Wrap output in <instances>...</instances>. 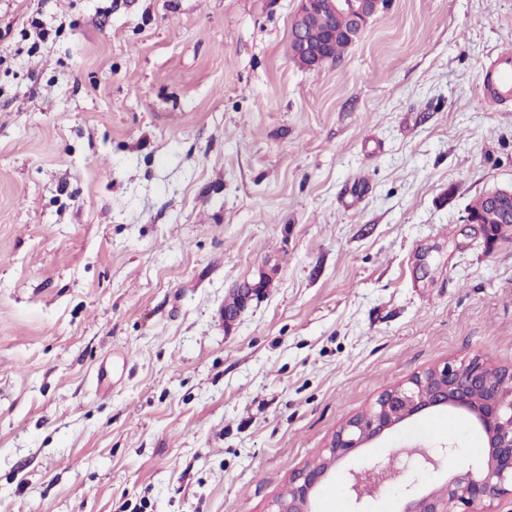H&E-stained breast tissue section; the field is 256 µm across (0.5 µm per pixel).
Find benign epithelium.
Listing matches in <instances>:
<instances>
[{
    "mask_svg": "<svg viewBox=\"0 0 512 512\" xmlns=\"http://www.w3.org/2000/svg\"><path fill=\"white\" fill-rule=\"evenodd\" d=\"M388 0H301L290 35L295 61L317 69L336 55V31L354 44ZM484 210L468 212L467 222L483 228L487 247L496 244L498 229L512 223V186L484 194ZM262 292L258 283L236 289L238 308L224 310L232 320L248 299ZM492 366L479 360L466 365L446 362L383 391L372 408L349 419L331 438L320 464L295 472L271 501L267 512H317L320 485L344 461L359 456L384 433L426 410L448 407L464 413L484 435L487 455L442 483L415 490L419 477L454 455L457 448L415 445L393 450L386 461L349 469L348 492L357 504L380 494L391 474L408 479L401 512H493L495 500L512 496V368H498V380L488 378Z\"/></svg>",
    "mask_w": 512,
    "mask_h": 512,
    "instance_id": "1",
    "label": "benign epithelium"
}]
</instances>
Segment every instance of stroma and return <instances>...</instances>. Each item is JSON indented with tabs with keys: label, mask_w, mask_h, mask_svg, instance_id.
<instances>
[{
	"label": "stroma",
	"mask_w": 512,
	"mask_h": 512,
	"mask_svg": "<svg viewBox=\"0 0 512 512\" xmlns=\"http://www.w3.org/2000/svg\"><path fill=\"white\" fill-rule=\"evenodd\" d=\"M299 7L0 0V512H265L383 390L512 366V237L466 221L512 0H390L315 70ZM415 443L458 450L424 489L486 451L440 408L361 459Z\"/></svg>",
	"instance_id": "stroma-1"
}]
</instances>
